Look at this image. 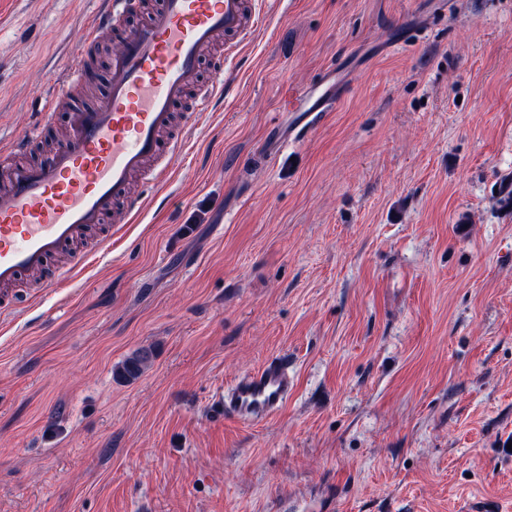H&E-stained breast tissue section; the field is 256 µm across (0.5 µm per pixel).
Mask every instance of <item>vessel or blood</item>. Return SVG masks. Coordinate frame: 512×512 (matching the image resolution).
I'll use <instances>...</instances> for the list:
<instances>
[{
    "label": "vessel or blood",
    "instance_id": "obj_1",
    "mask_svg": "<svg viewBox=\"0 0 512 512\" xmlns=\"http://www.w3.org/2000/svg\"><path fill=\"white\" fill-rule=\"evenodd\" d=\"M102 7L83 31L80 50L52 82L49 109L68 104L69 133L43 164L18 162L28 141L0 146L10 166L7 189L0 192V313L20 309L18 288L37 274L43 288H64L79 263L56 259L90 230L98 248L116 235L106 219L115 201L140 215L145 201L130 195L133 179L164 187L165 159L184 150L189 128L174 122L176 109L196 116L224 94L222 74L265 21V0H158L135 27L125 30L112 57L104 92L91 104L70 101L79 86L95 83L90 48L121 25L139 0H100ZM340 88H312L291 97L288 109L316 116L332 111ZM294 386L285 357L268 360L238 378L217 396L225 416L258 423L277 413Z\"/></svg>",
    "mask_w": 512,
    "mask_h": 512
}]
</instances>
